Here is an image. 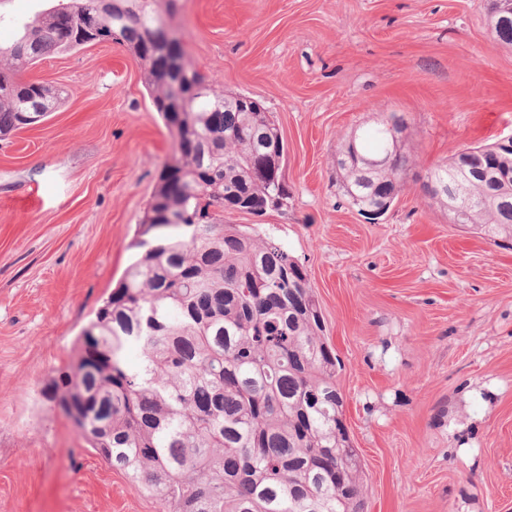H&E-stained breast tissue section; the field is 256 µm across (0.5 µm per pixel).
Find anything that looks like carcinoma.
Instances as JSON below:
<instances>
[{"instance_id": "obj_1", "label": "carcinoma", "mask_w": 512, "mask_h": 512, "mask_svg": "<svg viewBox=\"0 0 512 512\" xmlns=\"http://www.w3.org/2000/svg\"><path fill=\"white\" fill-rule=\"evenodd\" d=\"M177 0H59L0 48V139L44 120L68 96L25 80L44 57L115 42L138 62L175 150L139 224L143 252L82 329L51 400L112 468L162 512H366L365 473L344 421L338 359L305 268L275 240L224 223L225 200L254 210L288 204L282 171L253 167L283 149L266 112H241L161 43ZM393 115L357 134L342 188L362 208L395 189L408 160ZM388 157L387 168L363 160ZM462 178L453 159L430 172L427 196ZM461 227L512 239V181L471 175ZM161 198L178 221L158 216ZM134 347L139 364L128 365Z\"/></svg>"}]
</instances>
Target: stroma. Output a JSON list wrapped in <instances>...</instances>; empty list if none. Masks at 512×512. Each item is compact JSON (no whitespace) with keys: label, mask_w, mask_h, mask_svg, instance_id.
Wrapping results in <instances>:
<instances>
[{"label":"stroma","mask_w":512,"mask_h":512,"mask_svg":"<svg viewBox=\"0 0 512 512\" xmlns=\"http://www.w3.org/2000/svg\"><path fill=\"white\" fill-rule=\"evenodd\" d=\"M57 0H0V46ZM491 0H178L189 60L280 130L287 207L256 228L306 269L340 360L368 512H512V247L450 223L429 171L512 135V46ZM27 79L67 89L0 140V512H159L44 390L134 261L174 139L138 62L104 42ZM395 115L409 159L365 219L337 179L340 140Z\"/></svg>","instance_id":"stroma-1"}]
</instances>
